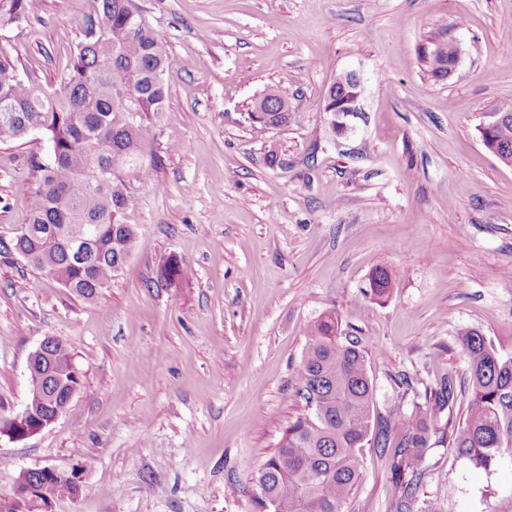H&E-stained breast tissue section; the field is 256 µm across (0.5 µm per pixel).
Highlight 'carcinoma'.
<instances>
[{"mask_svg":"<svg viewBox=\"0 0 512 512\" xmlns=\"http://www.w3.org/2000/svg\"><path fill=\"white\" fill-rule=\"evenodd\" d=\"M131 0H99L96 36L74 52L63 87L49 93L19 78L11 58L0 54V140H21L37 125L50 146V159L34 164L39 203L23 230L0 239V256H21L69 292L94 298L126 265L138 240L123 221L137 200L133 183L151 178L146 148L154 141L155 118L164 110L169 61L153 29L129 10ZM34 0H0V27L18 25L34 14ZM449 42L429 52L438 79L452 64ZM267 123L284 127L291 113L277 99L267 102ZM497 122L487 138L498 159L512 165V104L496 108ZM84 228L83 254L68 238ZM391 276L375 268L363 289L384 298ZM306 342L294 372L300 411L288 422L277 448L256 477L259 512H344L362 470L361 450L369 444L392 460L396 512H409L422 482L433 436L448 437L462 458L489 470L512 457V358L503 359L476 330L460 334L468 365L467 391L457 392L444 378L392 425L374 411V385L357 338L341 329L336 311L322 312L306 328ZM52 387L30 391L28 404L40 418L53 415L81 373L69 345L54 342ZM466 397V416L441 423L458 395Z\"/></svg>","mask_w":512,"mask_h":512,"instance_id":"carcinoma-1","label":"carcinoma"}]
</instances>
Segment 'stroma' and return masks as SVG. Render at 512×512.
<instances>
[{
  "label": "stroma",
  "instance_id": "35a3bbf8",
  "mask_svg": "<svg viewBox=\"0 0 512 512\" xmlns=\"http://www.w3.org/2000/svg\"><path fill=\"white\" fill-rule=\"evenodd\" d=\"M171 64L124 221L138 243L90 300L21 257H0V426L28 401V361L67 341L82 386L37 435L0 437V494L30 469L73 475L52 512H257L252 478L299 409L294 368L307 325L335 310L357 336L378 412L468 380L458 343L479 331L512 358V166L480 137L512 102V0H136ZM96 0H40L0 52L24 80L60 88ZM452 40V75L426 54ZM356 71L364 90L345 131L324 104ZM288 126L248 114L267 89ZM285 167L266 161L270 149ZM44 140L0 141V238L39 200ZM177 259L175 285L159 279ZM386 267L385 301L363 293ZM409 386H398L399 376ZM346 512H394L390 463L362 450ZM417 500L487 512L512 495V458L483 470L433 437Z\"/></svg>",
  "mask_w": 512,
  "mask_h": 512
}]
</instances>
